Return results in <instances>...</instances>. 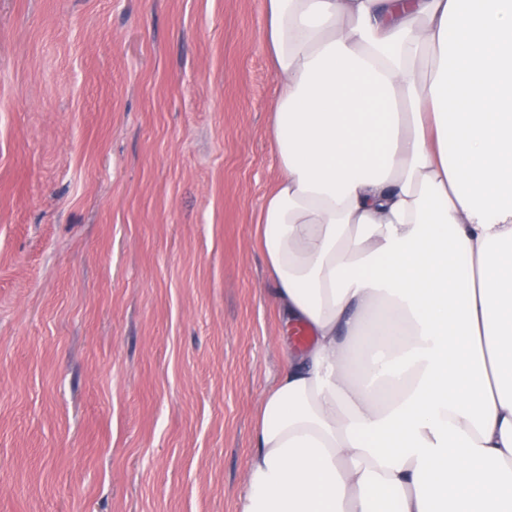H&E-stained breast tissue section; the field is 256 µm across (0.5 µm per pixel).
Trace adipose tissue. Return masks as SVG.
Masks as SVG:
<instances>
[{"label":"adipose tissue","mask_w":512,"mask_h":512,"mask_svg":"<svg viewBox=\"0 0 512 512\" xmlns=\"http://www.w3.org/2000/svg\"><path fill=\"white\" fill-rule=\"evenodd\" d=\"M283 322L238 512H512V0H264Z\"/></svg>","instance_id":"obj_1"}]
</instances>
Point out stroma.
<instances>
[{
    "mask_svg": "<svg viewBox=\"0 0 512 512\" xmlns=\"http://www.w3.org/2000/svg\"><path fill=\"white\" fill-rule=\"evenodd\" d=\"M263 0H0V512H237L288 332Z\"/></svg>",
    "mask_w": 512,
    "mask_h": 512,
    "instance_id": "35a3bbf8",
    "label": "stroma"
}]
</instances>
